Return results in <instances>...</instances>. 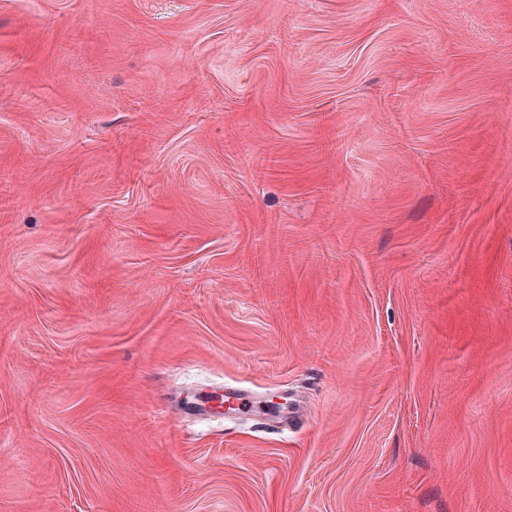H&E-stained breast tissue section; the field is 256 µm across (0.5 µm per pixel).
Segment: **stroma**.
<instances>
[{
  "label": "stroma",
  "mask_w": 512,
  "mask_h": 512,
  "mask_svg": "<svg viewBox=\"0 0 512 512\" xmlns=\"http://www.w3.org/2000/svg\"><path fill=\"white\" fill-rule=\"evenodd\" d=\"M0 512H512V0H0ZM205 403H212L214 407H221L224 403V416L234 417L237 415L254 416L262 419L266 415L263 409L256 407L245 396L244 392L235 386H226L223 394H209L205 396Z\"/></svg>",
  "instance_id": "stroma-1"
}]
</instances>
